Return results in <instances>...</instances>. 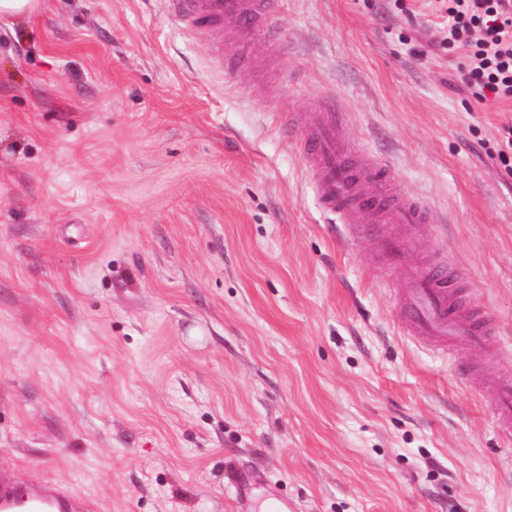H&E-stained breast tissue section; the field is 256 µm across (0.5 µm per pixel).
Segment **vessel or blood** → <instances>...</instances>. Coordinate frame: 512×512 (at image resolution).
Masks as SVG:
<instances>
[{"label": "vessel or blood", "instance_id": "vessel-or-blood-1", "mask_svg": "<svg viewBox=\"0 0 512 512\" xmlns=\"http://www.w3.org/2000/svg\"><path fill=\"white\" fill-rule=\"evenodd\" d=\"M170 13L189 31L220 30L231 25L244 37L262 30L268 40L279 38L273 20L277 0H166ZM337 105L326 102L316 119L297 135L300 150L314 182L321 208L342 224H388L392 233L381 235L379 247L395 265H402L406 245L398 227L426 224L429 207L399 193L391 168L383 161L364 157L341 134ZM404 295L398 317L406 335L426 338L444 346L463 342L485 346L496 326L482 309L465 310L455 296L460 286L453 267L438 265L405 272ZM497 427L512 434V380L498 381L487 391ZM90 503L61 482L33 479L19 483L0 475V512H90Z\"/></svg>", "mask_w": 512, "mask_h": 512}]
</instances>
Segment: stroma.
<instances>
[{"mask_svg": "<svg viewBox=\"0 0 512 512\" xmlns=\"http://www.w3.org/2000/svg\"><path fill=\"white\" fill-rule=\"evenodd\" d=\"M433 9L280 0L270 44L43 0L0 31L1 470L96 512H512L480 396L512 378V102L471 107ZM328 97L436 213L416 261L488 351L403 335L401 272L319 206L286 127ZM494 156L506 172H512V125L501 128L495 142Z\"/></svg>", "mask_w": 512, "mask_h": 512, "instance_id": "obj_1", "label": "stroma"}]
</instances>
